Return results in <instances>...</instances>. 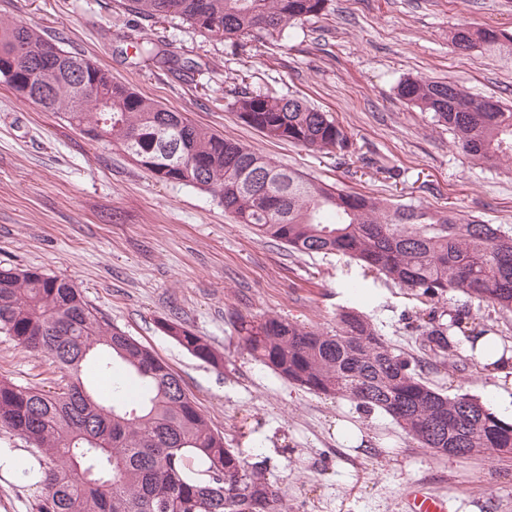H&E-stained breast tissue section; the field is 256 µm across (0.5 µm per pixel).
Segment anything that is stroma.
Returning <instances> with one entry per match:
<instances>
[{
    "instance_id": "35a3bbf8",
    "label": "stroma",
    "mask_w": 512,
    "mask_h": 512,
    "mask_svg": "<svg viewBox=\"0 0 512 512\" xmlns=\"http://www.w3.org/2000/svg\"><path fill=\"white\" fill-rule=\"evenodd\" d=\"M1 21L43 31L113 80L315 181L512 228V162L470 159L396 91L406 76L450 78L512 107V53L450 43L464 24L512 35V0H329L286 38L235 43L208 39L175 15L141 21L124 0H0ZM144 37L194 69L141 58L135 45ZM239 92L292 95L330 113L350 135L351 154L267 140L233 110ZM0 267L75 283L181 377L228 447L265 461L286 512H404L401 494L415 484L446 496L448 512H512V459L490 466L420 447L384 412L289 384L247 353L234 326L240 315H282L329 331L348 306L411 353L414 291L342 255L290 253L236 223L210 193L158 181L120 146L89 139L2 84ZM437 309L469 310L512 343V315L456 293ZM173 319L223 352V368L166 336L160 324ZM0 377L45 390L60 382L48 361L1 335ZM433 382L447 396L483 399L491 380L472 361ZM340 418L359 424L365 445L337 441Z\"/></svg>"
}]
</instances>
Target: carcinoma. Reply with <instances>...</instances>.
<instances>
[{
	"instance_id": "1",
	"label": "carcinoma",
	"mask_w": 512,
	"mask_h": 512,
	"mask_svg": "<svg viewBox=\"0 0 512 512\" xmlns=\"http://www.w3.org/2000/svg\"><path fill=\"white\" fill-rule=\"evenodd\" d=\"M328 0H128L141 20L175 14L216 40L262 32L281 36L321 15ZM452 45L512 50V36L460 26ZM138 55L187 71L150 38ZM25 59L48 86L46 109L88 135L121 146L158 180L210 192L240 224L293 253L339 254L409 288L428 309L415 313L418 354L400 353L363 313L336 312V329L281 316L238 317L252 357L282 379L365 412L387 413L421 447L440 455L503 460L512 423L478 398L448 397L430 372L462 373L458 337L493 333L470 311L443 321L436 304L461 293L512 313V228L423 205L387 204L318 183L272 163L256 150L146 99L82 55L21 22L0 23V67ZM84 86L78 94L77 86ZM399 97L432 114L465 155L486 164L512 160V109L478 98L453 81L408 77ZM112 107L99 110V97ZM240 120L270 141L350 153L352 142L332 116L286 96L244 93L232 103ZM163 332L199 360L224 366V354L178 320ZM0 333L68 374L51 392L0 378V429L39 455L43 478L37 512H283V495L263 462L249 463L226 446L178 376L148 347L112 326L70 280L37 268L0 267ZM97 361L110 390L88 387L82 364Z\"/></svg>"
}]
</instances>
